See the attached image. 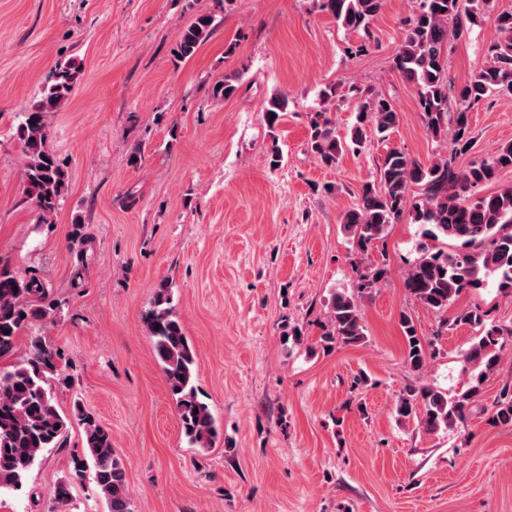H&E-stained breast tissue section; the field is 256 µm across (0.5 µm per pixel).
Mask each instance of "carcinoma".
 I'll list each match as a JSON object with an SVG mask.
<instances>
[{
  "mask_svg": "<svg viewBox=\"0 0 512 512\" xmlns=\"http://www.w3.org/2000/svg\"><path fill=\"white\" fill-rule=\"evenodd\" d=\"M319 2L322 11L343 28L367 40L373 37L372 23L382 0ZM418 2L406 21L403 40L393 58L394 68L416 89L427 132L445 145L469 149L472 137L468 110L494 94L512 92V12L497 16L494 35L486 48L490 61L459 89L463 111L452 116L448 112L444 49L448 38L465 34L476 14L462 8L463 0ZM214 30L212 15H197L183 29L176 57H192ZM77 79L74 63L67 60L58 64L52 82L16 128L24 155L21 178L25 193L43 222L56 212L69 181L67 170L50 149L44 117L68 99ZM348 92L358 102L357 122L349 140L336 137L324 112L316 113L310 122L311 152L326 165L335 163L347 148H360L370 134L382 141L388 139L399 122L398 112L386 98L369 95L354 83L349 84ZM287 108L285 96L272 95L263 109L268 124L275 125ZM508 168L512 169L511 142L472 162L461 173L454 172L445 159L424 166L404 151L390 148L378 166L376 178L363 184L356 207L345 213L343 234L351 251L362 254L384 236L389 225L406 215L411 223L425 226L427 238L461 242L462 249L452 252L422 244L421 256L403 279L412 297L437 314L447 312L462 289L482 287L490 274L498 276L499 289L512 294V184L474 201L467 195L470 189L493 182L501 170ZM384 274L385 269L378 267L360 274L354 291L332 290L326 303L327 320L317 341L323 351L338 344L364 343L358 295L376 288ZM53 306L51 291L38 275L0 268V359L11 356L20 332L47 318ZM454 323L480 327L479 335L463 354L467 387L450 395L433 387L407 386L395 402L398 421H411L427 434L451 430L465 420L480 385L499 366L503 348L512 345V325L487 323L477 308L457 312ZM400 328L406 341V364L413 371L424 370L435 357L433 342L422 341L406 315L400 320ZM147 329L187 443L193 448L211 447L218 429L209 406L198 397L196 350L184 332L166 282L155 291ZM59 358L60 352L37 335L30 337L23 360L0 369V491L21 488L45 453L63 447L69 428L76 423L83 428L86 464L107 512H136L111 431L79 403L69 414L58 411L50 379L58 370ZM491 409L496 423L512 425V390L503 391Z\"/></svg>",
  "mask_w": 512,
  "mask_h": 512,
  "instance_id": "carcinoma-1",
  "label": "carcinoma"
}]
</instances>
